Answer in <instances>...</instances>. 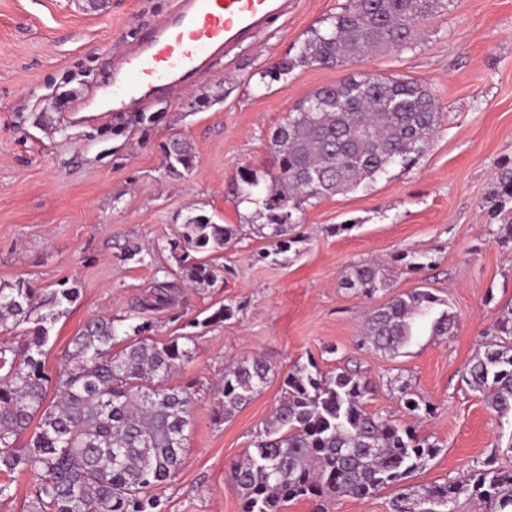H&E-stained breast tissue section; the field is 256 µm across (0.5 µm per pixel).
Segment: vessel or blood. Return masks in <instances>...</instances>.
I'll list each match as a JSON object with an SVG mask.
<instances>
[{
	"label": "vessel or blood",
	"mask_w": 512,
	"mask_h": 512,
	"mask_svg": "<svg viewBox=\"0 0 512 512\" xmlns=\"http://www.w3.org/2000/svg\"><path fill=\"white\" fill-rule=\"evenodd\" d=\"M287 12L288 0H178L175 13L113 67V111L184 86L212 55L250 39Z\"/></svg>",
	"instance_id": "vessel-or-blood-1"
}]
</instances>
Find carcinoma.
I'll return each instance as SVG.
<instances>
[{
	"label": "carcinoma",
	"instance_id": "1",
	"mask_svg": "<svg viewBox=\"0 0 512 512\" xmlns=\"http://www.w3.org/2000/svg\"><path fill=\"white\" fill-rule=\"evenodd\" d=\"M441 0H350L329 25L314 29L293 58H284L279 79L298 66L359 62L413 40L423 20ZM440 122L427 88L407 79L351 77L316 90L270 132L277 172L269 174L266 193L257 173L242 170L238 196L258 205L279 239L299 223L303 205L367 185L393 166L411 167L427 150ZM189 141L173 136L164 145L165 167L172 174L194 166ZM491 211L512 217V167L497 176L489 198ZM242 235V226L214 224L199 215L182 225V278L211 287L217 268L208 256ZM202 254L189 264V252ZM345 285L372 293L382 285L380 268H354ZM172 285L159 282L138 309L171 301ZM73 288L39 294L20 280L0 285V325H29L27 342H0V471L36 476L29 512H160L153 490L178 470L192 394L166 381L190 357L194 337L156 341L142 337L145 326L121 330L110 318L89 322L72 340L69 365L56 377L44 369L43 347L50 324L76 300ZM428 290H415L371 311L365 343L395 356L420 326L436 339L453 331L455 313ZM47 308L49 312L41 313ZM488 340L465 365L463 379L479 391L500 417L512 416V300L484 333ZM272 368L259 357L242 358L224 371L222 411L231 416L268 383ZM403 407L414 417L435 407L414 398L409 384L398 388ZM369 384L345 368L324 375L313 362L295 365L281 387L271 419L257 435L253 451L230 466L241 496V512H282L288 501L312 496L367 498L397 489L392 512H454L464 495L487 512H512V465L497 459L476 463L453 483L408 487L405 481L426 468L440 452L409 425L365 408Z\"/></svg>",
	"mask_w": 512,
	"mask_h": 512
}]
</instances>
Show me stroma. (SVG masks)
Listing matches in <instances>:
<instances>
[{"instance_id": "1", "label": "stroma", "mask_w": 512, "mask_h": 512, "mask_svg": "<svg viewBox=\"0 0 512 512\" xmlns=\"http://www.w3.org/2000/svg\"><path fill=\"white\" fill-rule=\"evenodd\" d=\"M345 2L292 0L287 16L225 51L177 94L85 121L79 111L107 94L113 63L177 0H108L95 12L85 0H0V282L77 289L51 325L44 361L53 376L95 317L125 329L150 322L159 340L194 336L191 359L170 378L190 389L193 403L181 464L159 490L162 512H240L229 466L252 449L286 373L312 360L326 375L359 366L371 386L369 412L411 422L389 386L397 376L435 405L418 431L441 451L412 484L455 482L477 462L508 459L512 418L490 411L462 372L512 300V252L499 246L487 203L498 172L512 165V0H444L402 48L267 78ZM360 75L413 80L435 98L442 119L417 163L305 204L288 251L274 254V239L251 233L224 249L223 283L182 281L167 239L197 215L259 223L256 207L235 192L239 171L273 170L270 130L317 89ZM175 135L196 152L179 176L167 172L162 153ZM372 260L384 273L379 290L343 287ZM158 280L174 283L171 305L131 318L132 303ZM416 289L448 302L454 334L418 336L394 358L363 347L367 312ZM223 307L227 315L215 319ZM252 356L274 375L224 417V370ZM394 494L303 497L283 512H390Z\"/></svg>"}]
</instances>
